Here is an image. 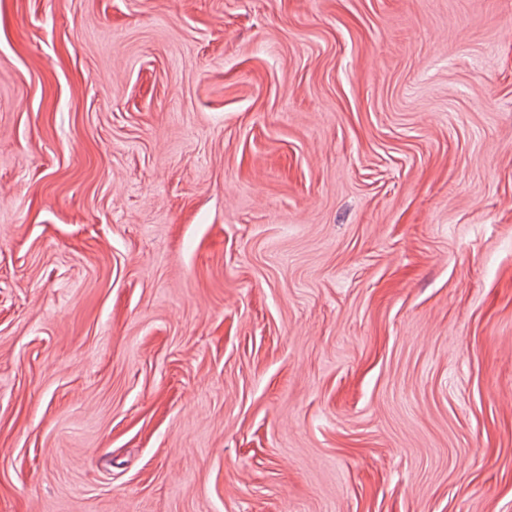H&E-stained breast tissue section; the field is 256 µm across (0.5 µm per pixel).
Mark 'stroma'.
<instances>
[{"instance_id":"1","label":"stroma","mask_w":512,"mask_h":512,"mask_svg":"<svg viewBox=\"0 0 512 512\" xmlns=\"http://www.w3.org/2000/svg\"><path fill=\"white\" fill-rule=\"evenodd\" d=\"M0 512H512V0H0Z\"/></svg>"}]
</instances>
